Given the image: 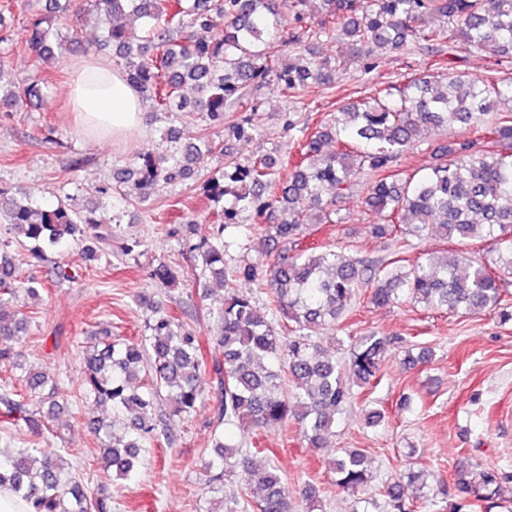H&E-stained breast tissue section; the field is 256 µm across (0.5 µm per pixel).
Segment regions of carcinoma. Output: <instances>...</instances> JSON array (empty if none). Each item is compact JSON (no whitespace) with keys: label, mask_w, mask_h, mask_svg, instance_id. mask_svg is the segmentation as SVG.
I'll return each instance as SVG.
<instances>
[{"label":"carcinoma","mask_w":512,"mask_h":512,"mask_svg":"<svg viewBox=\"0 0 512 512\" xmlns=\"http://www.w3.org/2000/svg\"><path fill=\"white\" fill-rule=\"evenodd\" d=\"M46 14L26 24L25 50L39 60L61 61L79 44L89 20L104 25L105 47L120 73L154 112L197 115L235 138L250 135L243 100L273 86L289 99L301 100L311 85H332L336 59L320 56L311 44L344 38L351 53L366 60L369 73L388 57L416 48L428 54L426 67L399 77L382 96L341 107V117L316 125L307 119L298 129V158L288 174L277 173L271 155L234 165L207 180L202 190L222 206L220 224L193 221L189 250L204 279L224 280V230L236 225L243 211L253 223L237 225L239 235L257 241L256 258L239 265L235 276L267 290L272 313H261L252 297L224 295L213 319L207 353L201 336L178 317L136 296L150 308L138 342L105 336L86 350L85 381L78 397L110 403L122 416L97 420L91 430L99 443V460L115 478L136 481L147 466L145 442L153 438L151 412L165 403L172 414L188 416L202 400L206 376L214 374L220 396L214 406L217 423L243 424L255 430L298 425L313 448H325L336 419L364 389L379 378L393 344L389 336L363 337L348 361L339 363L321 347L322 335L345 319L360 289L369 302L385 307L407 301L452 315L472 314L501 304L505 278L512 274V78L491 71L469 76L458 70L459 49L466 45L499 58H512V0H320L316 24L308 25V0H288V13L302 31L285 37L276 0H49ZM13 2L0 3V80L4 58L13 50L5 14ZM437 18L439 24H429ZM137 22L139 38L128 26ZM67 34L59 35L60 27ZM303 45L292 62L279 61L282 42ZM448 69V80L432 86L430 71ZM33 78L19 87L0 84V112H16L41 91ZM458 124L479 130L435 145L425 172L404 174L399 159L421 141L424 131ZM169 149L140 153L122 169L118 191L140 203L164 185L185 183L217 149L212 141L182 144L175 130L166 131ZM336 142V152L323 146ZM365 179V205L379 216L370 225L375 238L405 242L421 237L434 224L445 240L466 245L484 241L496 258L477 251L454 257L434 252L408 269L396 258H353L318 244H303L309 225L333 223L336 201L345 199ZM307 202L315 213L302 215L296 204ZM99 206L79 213L59 200L42 205L28 196L17 199L0 188V220L14 238L31 244L38 258L45 249L81 244L85 263L99 258L97 243L113 229L97 218ZM152 277L174 287L183 273L159 259ZM44 282L16 279L9 260L0 261V335L20 340L29 320L18 297L39 296ZM25 389L38 395L39 411L14 398L10 385L0 387V409L36 432L50 430L63 410L59 382L48 373L27 370ZM241 464L236 493L225 502L237 512L253 488L261 492L256 512H292L291 500L312 503L316 486L298 475L293 485L276 462L257 465L243 455L242 444L222 433L213 438V453L204 460L208 486L224 484L227 469ZM326 469L338 492L356 497L374 481L368 456L346 449ZM509 475L493 465L457 470L452 482L439 481V494L451 498V512H471L478 502L499 495ZM10 488L32 512H112L110 498L93 494L77 467L55 451L14 448L0 451V487ZM429 488L422 470H408L377 487L389 512H411L416 494Z\"/></svg>","instance_id":"1"}]
</instances>
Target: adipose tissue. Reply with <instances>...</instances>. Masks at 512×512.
<instances>
[{
  "mask_svg": "<svg viewBox=\"0 0 512 512\" xmlns=\"http://www.w3.org/2000/svg\"><path fill=\"white\" fill-rule=\"evenodd\" d=\"M69 95L90 133L121 137L148 124L138 92L121 75L94 59L75 64Z\"/></svg>",
  "mask_w": 512,
  "mask_h": 512,
  "instance_id": "1",
  "label": "adipose tissue"
}]
</instances>
